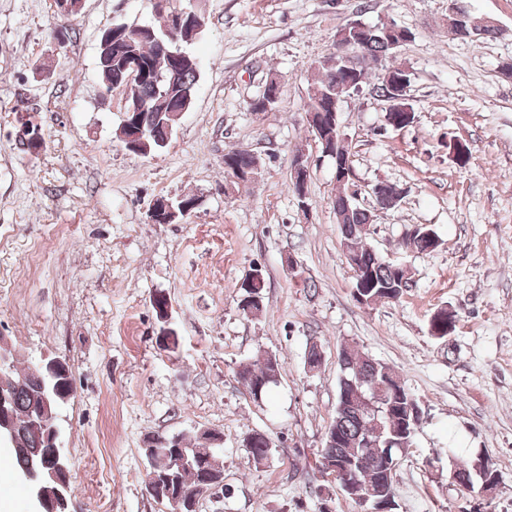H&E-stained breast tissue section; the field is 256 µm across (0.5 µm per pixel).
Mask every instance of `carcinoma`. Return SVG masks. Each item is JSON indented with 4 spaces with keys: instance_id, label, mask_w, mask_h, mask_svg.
Wrapping results in <instances>:
<instances>
[{
    "instance_id": "carcinoma-1",
    "label": "carcinoma",
    "mask_w": 512,
    "mask_h": 512,
    "mask_svg": "<svg viewBox=\"0 0 512 512\" xmlns=\"http://www.w3.org/2000/svg\"><path fill=\"white\" fill-rule=\"evenodd\" d=\"M163 23L137 24L124 21L112 23V42L100 41L97 70L102 88L107 89L124 76V70L131 60H139L144 73L142 81L128 90V107L137 105L144 108L145 119L150 129L140 142L139 151L143 156L159 153L171 139L179 116L188 110L193 102L199 64L197 57L187 53L166 54L159 51L158 41H166L169 16L156 12ZM362 49L373 59L385 57L392 53L388 39L379 27H371L364 34ZM365 68L349 76L337 68L333 71L322 69L319 78L313 84L309 97V111L328 112L336 98L337 89L352 79L361 85L366 79ZM280 98V87L271 85L252 104L253 112H268L276 108ZM224 158L234 161L236 168L224 170V178L239 176L232 182L233 186L248 182L246 168L252 163V153L244 150L230 151ZM333 209L340 217L341 242L349 243L361 266L370 274L374 287L367 292L365 304L388 300L395 295H402L410 288V283H401L397 266L390 264L363 243V226L371 223L368 210L354 204L342 192H337L333 199ZM340 378L338 382L336 408L330 423L336 430V442L324 444L322 457L332 458L340 463L346 459L355 462L357 485L366 490L380 484L381 474L377 457L384 446L400 440L410 448L414 444V435L398 436L394 427L399 425V417L374 415L367 405H354L343 401V394L351 392L352 385L360 379H378L390 381L399 375L387 364L373 360L349 347H344L338 354ZM278 372L272 361L266 359L263 364L249 366L248 375L242 377V384L250 393H255L254 382L264 380L260 394H265L276 383L274 376ZM18 419V439L21 448L11 450L3 463L18 474L30 470L37 462L49 455L44 431L31 427L27 418L44 407L43 390L37 376L26 370L17 379L7 384ZM181 449L189 455H197L199 462L190 468L173 467L174 449L160 446L145 454L152 476L146 485L149 494L155 499L168 502L169 497L199 493L202 490L201 472L210 474L214 480H224V464L218 449L207 448L198 436H181ZM246 451L258 465L266 463L273 454L272 442L258 433L248 437ZM476 467L456 470L458 486L466 491L475 487V481L482 476L475 473Z\"/></svg>"
}]
</instances>
